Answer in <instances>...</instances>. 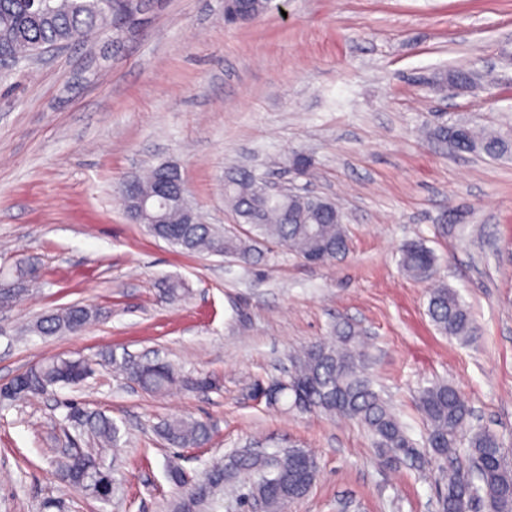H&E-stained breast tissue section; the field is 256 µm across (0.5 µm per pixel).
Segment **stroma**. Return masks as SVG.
Instances as JSON below:
<instances>
[{
    "instance_id": "stroma-1",
    "label": "stroma",
    "mask_w": 512,
    "mask_h": 512,
    "mask_svg": "<svg viewBox=\"0 0 512 512\" xmlns=\"http://www.w3.org/2000/svg\"><path fill=\"white\" fill-rule=\"evenodd\" d=\"M453 71L481 74L482 90L438 85ZM437 119L512 129V0H284L231 27L224 0H150L92 47L0 70V383L53 356L97 363L83 385L0 400V512H169L184 493L170 464L196 483L234 450L295 446L319 472L286 512H438L437 466L386 465L358 422L254 394L339 324L371 354L376 389L417 445L428 433L419 392L443 380L512 460V155L422 138ZM164 162L204 223L243 237L228 173L325 197L349 251L312 265L270 242L254 267L183 253L132 223L115 192ZM411 240L469 308L474 342L437 331L428 283L399 266ZM75 303L98 310L90 328L33 332L42 313ZM106 350L212 385L152 394L99 364ZM70 402L121 428L106 453L111 503L52 476L63 449L100 446L67 421ZM175 416L209 424L211 441L170 447L156 428Z\"/></svg>"
}]
</instances>
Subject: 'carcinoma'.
I'll list each match as a JSON object with an SVG mask.
<instances>
[{
	"instance_id": "obj_1",
	"label": "carcinoma",
	"mask_w": 512,
	"mask_h": 512,
	"mask_svg": "<svg viewBox=\"0 0 512 512\" xmlns=\"http://www.w3.org/2000/svg\"><path fill=\"white\" fill-rule=\"evenodd\" d=\"M137 0H0V52L5 55H38L49 45H63L90 36L131 11ZM276 8L274 0H248L247 17L256 19ZM459 150L497 158L512 152V134L479 132L469 136ZM159 167L137 178L141 194L151 216L167 215L168 223L156 232L165 233L168 242L189 253L232 254L245 265L261 260V253L249 241L227 235L210 224L183 223L175 202L165 204L151 199ZM261 179L239 171L224 179V195L236 215L257 232L275 240L305 259L320 245L324 262L346 255L348 237L341 211L322 203V197L303 194L295 199L273 201L260 192ZM400 267L415 280L433 279L436 256L419 241L406 243L400 251ZM428 313L436 329L462 343L477 337V327L458 293L438 283L429 293ZM97 319L88 306L73 305L51 312L36 321L34 331L43 335L86 330ZM102 361L121 372L142 389L163 394L178 385H187L169 363L157 359L117 360L107 353ZM93 372V363L85 359L56 357L31 367L13 379L17 398L38 397L56 385H77ZM291 399L302 394V403H292L306 411H320L356 420L375 440L383 460L392 462L419 455L390 405L375 389L369 374V355L355 342L351 329L336 326L334 336L319 340L300 351L284 381ZM419 403L427 425V447L431 455L445 463L444 490L438 499L440 512H512V464L505 455L500 437L483 427H467L472 412L466 399L451 384L439 381L423 388ZM66 418L88 427L106 445L115 447L120 429L112 418L68 406ZM469 428L467 439L461 438ZM164 440L172 446L190 447L208 443L211 430L207 423L183 417L166 420L159 427ZM318 464L305 448H290L283 453L258 455L249 449L224 457L221 472H207L195 490L181 497L175 512H217L224 507L219 498L224 483L241 473L254 476L247 496L260 502L265 512H283L284 504L300 498L315 481ZM56 475L65 484L102 502L112 501L114 483L102 456L90 451L56 461Z\"/></svg>"
}]
</instances>
